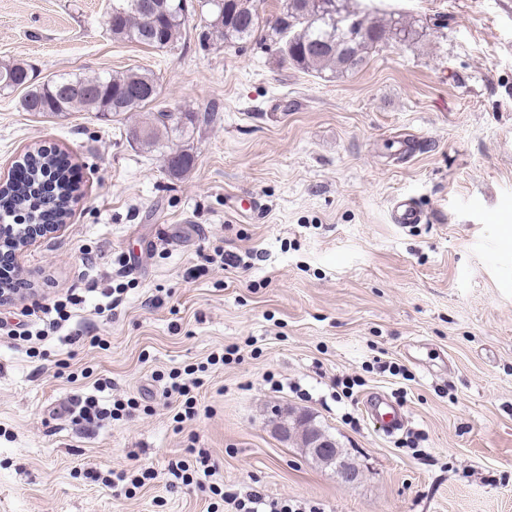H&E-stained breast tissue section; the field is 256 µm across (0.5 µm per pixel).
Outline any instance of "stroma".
<instances>
[{
	"mask_svg": "<svg viewBox=\"0 0 512 512\" xmlns=\"http://www.w3.org/2000/svg\"><path fill=\"white\" fill-rule=\"evenodd\" d=\"M351 6L419 35L321 77L271 45L200 44L198 9L158 50L112 38V0H0V65L25 62L36 85L148 69L164 110L196 116L148 150L126 121L38 116L23 90L0 92V178L42 146L79 177L62 231L17 259L30 290L0 306V512H209V490L169 483L194 448L216 486L322 512H512V0ZM185 148L194 167L170 178L162 154ZM398 195L427 221L393 224ZM219 249L240 268L220 267ZM121 282L122 302L98 313ZM69 291L83 298L75 343L13 339ZM232 342L239 360L211 364ZM188 366L202 370L200 416L178 426L163 377ZM349 376L360 386L334 400ZM376 391L424 455L371 423ZM93 394L141 407L83 431L71 411ZM278 409L313 415L360 480L281 440ZM140 464L155 477L130 496L86 475Z\"/></svg>",
	"mask_w": 512,
	"mask_h": 512,
	"instance_id": "35a3bbf8",
	"label": "stroma"
}]
</instances>
